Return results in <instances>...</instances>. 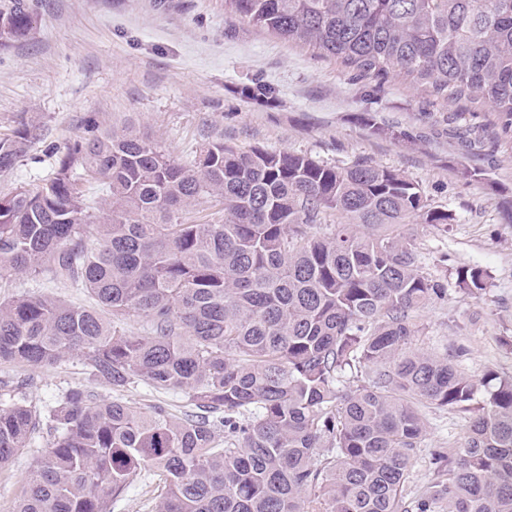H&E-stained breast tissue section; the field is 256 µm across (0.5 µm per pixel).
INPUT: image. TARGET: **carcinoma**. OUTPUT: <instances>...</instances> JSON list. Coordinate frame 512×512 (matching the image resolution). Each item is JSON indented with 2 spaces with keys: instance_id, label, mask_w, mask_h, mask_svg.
Masks as SVG:
<instances>
[{
  "instance_id": "1",
  "label": "carcinoma",
  "mask_w": 512,
  "mask_h": 512,
  "mask_svg": "<svg viewBox=\"0 0 512 512\" xmlns=\"http://www.w3.org/2000/svg\"><path fill=\"white\" fill-rule=\"evenodd\" d=\"M224 12L368 81L424 95L432 118L512 148V0H224ZM21 0L0 7V49L30 37ZM269 106L274 90L239 89ZM356 121L400 138L372 113ZM40 139L20 119L0 135V173ZM105 191L91 211L83 186ZM209 204L207 213L201 204ZM455 215L387 167L240 150L210 136L186 161L163 143L91 121L34 187L0 196V277L87 293L90 305L0 301V364L75 359L121 393L144 385L192 410L71 388L50 407L21 381L0 403V468L47 446L16 512H112L138 479L158 512H512V377L480 381L416 348L419 311L448 299L413 226ZM477 298L488 273L458 267ZM140 319L143 331L128 323ZM481 400H476L477 393ZM469 413L464 443L437 448L407 494L426 410ZM224 440H219V433Z\"/></svg>"
}]
</instances>
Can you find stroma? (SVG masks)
<instances>
[{
  "mask_svg": "<svg viewBox=\"0 0 512 512\" xmlns=\"http://www.w3.org/2000/svg\"><path fill=\"white\" fill-rule=\"evenodd\" d=\"M37 25L24 41L0 49V132L19 118L41 128L18 166L0 174V194L35 187L51 175L58 151L82 132L86 120L122 127L162 141L175 157L193 154L203 140L306 153L330 164L356 160L391 167L422 185L433 204L458 222L441 233L413 229L426 265L447 253L449 267L478 266L490 276L486 293L419 313V350L446 356L469 348L460 363L471 379L488 371L512 375V152L486 145L465 148L446 123L427 119L422 99L402 78L367 98L363 84L333 64L279 36L225 15L224 0H25ZM271 86L268 107L241 97L240 86ZM375 113L378 122L406 130L408 139H380L352 120ZM482 169L483 183L462 179L458 167ZM27 380L26 395L41 404L88 385L77 360L32 371L0 365V380ZM430 434L413 469L415 487L430 478V454L464 442L465 414L431 412ZM41 447L0 468V512H15Z\"/></svg>",
  "mask_w": 512,
  "mask_h": 512,
  "instance_id": "1",
  "label": "stroma"
}]
</instances>
